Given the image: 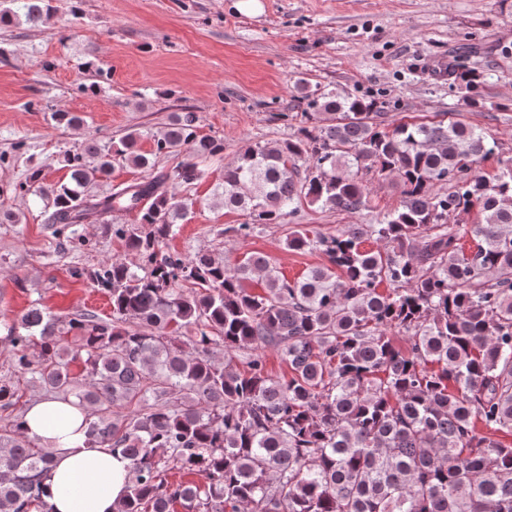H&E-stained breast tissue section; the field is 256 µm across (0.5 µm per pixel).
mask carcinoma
Returning a JSON list of instances; mask_svg holds the SVG:
<instances>
[{
  "label": "carcinoma",
  "mask_w": 512,
  "mask_h": 512,
  "mask_svg": "<svg viewBox=\"0 0 512 512\" xmlns=\"http://www.w3.org/2000/svg\"><path fill=\"white\" fill-rule=\"evenodd\" d=\"M52 10L50 0H0V24L39 27ZM448 85L475 105L483 76L457 56ZM307 107L291 138L248 143L224 167L213 202L247 217L224 235L285 224L304 203L366 210L376 176L395 179L402 199L375 224L289 228L287 249L327 260L295 280L267 255L229 264L163 249L196 203L177 189L224 154V139L199 134L190 111L153 136L150 157L131 131L63 151L62 183L45 187L42 168L30 169L14 191L47 201L58 236L81 246L77 225L110 224L139 263L89 273L110 319L64 322L36 303L7 325L14 371L90 407L88 443L129 459L118 512H512V443L499 439L512 436V156L485 173L495 141L451 112L387 128L362 98L322 91ZM183 151L155 171L152 157ZM120 163L144 176L109 183ZM133 212L135 223H118ZM254 278L263 292L244 288ZM131 319L139 329L123 327ZM71 332L76 353L64 345ZM266 346L290 378L269 375L258 355L244 370L234 362L233 351ZM80 356L87 389L70 371ZM19 398L0 383V408ZM21 419L0 430V512H48L53 452ZM173 469L204 482L171 483Z\"/></svg>",
  "instance_id": "cac0c4a2"
}]
</instances>
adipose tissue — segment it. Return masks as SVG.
<instances>
[{"mask_svg":"<svg viewBox=\"0 0 512 512\" xmlns=\"http://www.w3.org/2000/svg\"><path fill=\"white\" fill-rule=\"evenodd\" d=\"M88 416L74 398H42L22 419L26 434L54 453L45 481L50 512H117L125 497L130 462L88 445Z\"/></svg>","mask_w":512,"mask_h":512,"instance_id":"ef3b65f1","label":"adipose tissue"}]
</instances>
